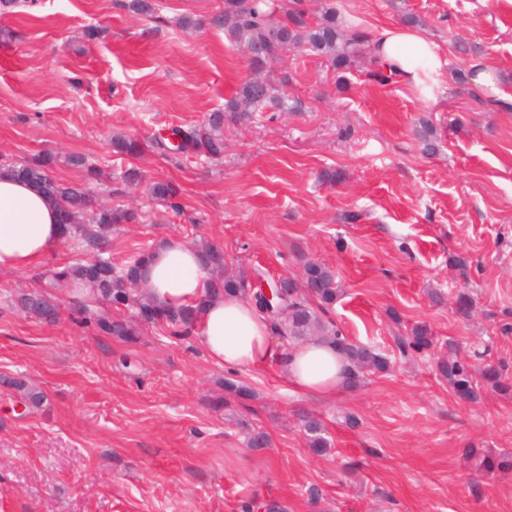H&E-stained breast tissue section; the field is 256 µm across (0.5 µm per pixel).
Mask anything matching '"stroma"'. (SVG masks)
I'll list each match as a JSON object with an SVG mask.
<instances>
[{
    "instance_id": "stroma-1",
    "label": "stroma",
    "mask_w": 512,
    "mask_h": 512,
    "mask_svg": "<svg viewBox=\"0 0 512 512\" xmlns=\"http://www.w3.org/2000/svg\"><path fill=\"white\" fill-rule=\"evenodd\" d=\"M375 31L422 20L446 52L435 100L415 88L337 75L296 49L274 63L298 109L224 129L221 159H170L149 144L173 126L205 122L252 75L247 54L211 19L224 0H159L155 19L116 0H27L0 7V161L57 155L69 183L84 155L108 177L95 203L138 210L112 233V258L177 236L222 244L230 271L299 277L316 261L344 292L329 316L352 341L386 354L387 372L331 400L295 394L277 366L229 370L194 343L145 329L127 343L74 318L67 287L57 323L26 316L20 292L47 285L73 260L67 245L34 269L0 272V512H242L271 501L288 512H512V472L487 476L473 447L512 453V392L482 387L458 399L434 353L401 354L419 323L463 354L488 350L512 383V112L454 79L477 45L512 94V6L505 0H309ZM429 123L434 150L418 130ZM144 144L117 152L114 135ZM142 171L126 184L129 168ZM340 178L327 182L325 174ZM166 181L173 212L149 192ZM464 257L466 269L454 267ZM472 298L470 317L455 310ZM22 378L47 400L26 406L6 384ZM246 395L225 394V382ZM225 396L228 405L214 408ZM326 424V452L299 427ZM262 428L270 447L246 446ZM321 496L312 499L310 488Z\"/></svg>"
}]
</instances>
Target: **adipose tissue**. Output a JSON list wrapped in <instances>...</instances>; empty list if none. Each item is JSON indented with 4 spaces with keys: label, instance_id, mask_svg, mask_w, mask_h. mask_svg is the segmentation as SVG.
Returning a JSON list of instances; mask_svg holds the SVG:
<instances>
[{
    "label": "adipose tissue",
    "instance_id": "ef3b65f1",
    "mask_svg": "<svg viewBox=\"0 0 512 512\" xmlns=\"http://www.w3.org/2000/svg\"><path fill=\"white\" fill-rule=\"evenodd\" d=\"M372 45L397 80L412 86L436 75L444 60L439 44L401 25L377 30ZM60 242L57 208L32 186L0 176V272L29 270ZM209 277L197 247L171 237L151 254L142 282L152 298L176 308L202 299ZM193 339L208 359L230 369L276 364L287 384L307 397L329 398L343 386L346 364L333 346L305 341L279 347L268 323L244 299L207 301Z\"/></svg>",
    "mask_w": 512,
    "mask_h": 512
}]
</instances>
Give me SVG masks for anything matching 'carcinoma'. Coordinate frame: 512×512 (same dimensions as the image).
I'll return each mask as SVG.
<instances>
[{"label": "carcinoma", "instance_id": "1", "mask_svg": "<svg viewBox=\"0 0 512 512\" xmlns=\"http://www.w3.org/2000/svg\"><path fill=\"white\" fill-rule=\"evenodd\" d=\"M304 0H293V6L277 14L272 0H224V11L212 19L225 34L247 49L259 48L251 56L253 67L259 71L280 59L281 51L288 46L304 47L327 59L334 70H349L359 61L370 68L366 77L381 85L389 83L372 54L371 35L352 26L344 27L336 9L326 8L316 24L308 22ZM119 6L145 18L156 14L154 0H119ZM286 102L278 93L273 80L266 77L242 83L235 94L226 100L224 110L212 113L206 123L188 128L171 130V137H160L153 148L162 155L175 156L187 152L202 153L218 158L224 154V125L239 126L250 122L253 113L267 108L281 110ZM112 146L121 153L136 157L141 153L138 141L124 136L112 138ZM55 158L48 154L41 159L0 161V173L37 188L59 210V224L63 240L68 241L78 253L87 256L51 271L56 286L81 282L89 289V297L78 304L75 313L80 321L94 323L102 332L135 342L143 326H159L172 337L187 339L192 336L195 323L203 306L217 295L240 296L270 323L274 335L283 339L286 346L308 338H319L336 345L351 366L348 386L359 385L365 375L382 372L387 359L365 346L351 342L336 325L324 318L328 308L336 302L341 288L336 272L322 263H308L303 269L306 288H291L284 307L288 314L266 313L264 295L248 293L244 276L226 273L224 248L214 244L198 245L201 259L213 272L204 298L197 304L171 310L155 303L141 286V270L151 251L141 250L121 264L112 261V229L118 224L133 223L137 214L130 208L110 205L94 206L85 189L64 183L53 177L49 169ZM152 195L160 198L175 212L182 210L176 201L177 189L167 182H155L150 187ZM17 305L27 314L46 323L59 319L60 308L52 295L32 291L17 297ZM435 342L431 329L420 324L411 335L399 340L403 354H420ZM441 375L448 379L455 395L465 401L477 399L479 380L502 385L503 366L480 365L457 356L439 365ZM7 385L14 388L33 407L44 404V392L23 379H10ZM302 428L309 447L316 453L324 451V423L313 416H305Z\"/></svg>", "mask_w": 512, "mask_h": 512}]
</instances>
